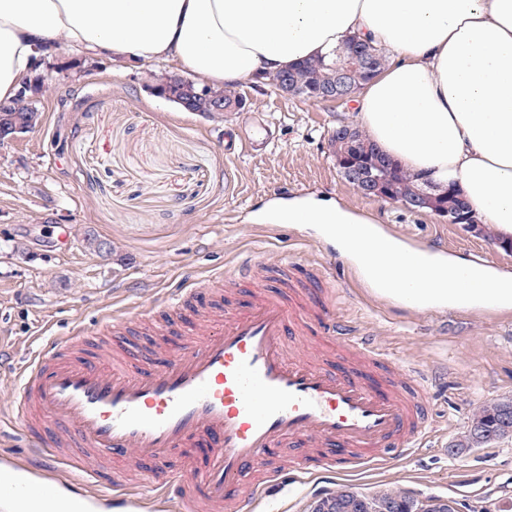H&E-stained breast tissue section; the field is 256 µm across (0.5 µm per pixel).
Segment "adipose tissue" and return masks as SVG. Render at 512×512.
Listing matches in <instances>:
<instances>
[{
    "mask_svg": "<svg viewBox=\"0 0 512 512\" xmlns=\"http://www.w3.org/2000/svg\"><path fill=\"white\" fill-rule=\"evenodd\" d=\"M353 35L391 53L354 99L367 138L512 236V0H0V101L62 45L230 89Z\"/></svg>",
    "mask_w": 512,
    "mask_h": 512,
    "instance_id": "obj_1",
    "label": "adipose tissue"
}]
</instances>
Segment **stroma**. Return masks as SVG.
Masks as SVG:
<instances>
[{"instance_id":"stroma-1","label":"stroma","mask_w":512,"mask_h":512,"mask_svg":"<svg viewBox=\"0 0 512 512\" xmlns=\"http://www.w3.org/2000/svg\"><path fill=\"white\" fill-rule=\"evenodd\" d=\"M170 63L127 69L90 65L60 49L39 62L40 125L0 145V411L18 395L17 374L73 323L97 326L106 309L131 320L180 287L183 277L233 269L250 253L324 264L327 311L366 333L397 370L427 379L431 426L412 454L367 473L256 488L258 512H310L347 489L402 490L456 499L461 512H512V433L450 452L484 404L512 398V309H417L384 298L356 275L352 258L318 230L264 224L268 203L314 194L373 217L410 247L512 274V254L431 213L362 196L346 182L328 140L354 124L348 103L303 100L247 80V102L205 119L155 96L153 74ZM264 117L272 138L257 152L234 149ZM71 242L60 247L57 225Z\"/></svg>"}]
</instances>
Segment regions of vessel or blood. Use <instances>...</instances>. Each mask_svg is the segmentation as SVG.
Instances as JSON below:
<instances>
[{"mask_svg": "<svg viewBox=\"0 0 512 512\" xmlns=\"http://www.w3.org/2000/svg\"><path fill=\"white\" fill-rule=\"evenodd\" d=\"M260 272L276 290L247 305L225 303L214 315L213 302ZM322 286L320 273L252 256L186 284L144 316L183 339L158 363L139 350L72 358V338L54 339L23 370L16 406L35 461L0 468V498L51 502L63 469L91 490L70 512L99 502L123 512H255V498L240 488L262 466L277 484L280 471L266 463L282 449L300 472L320 475L410 452L426 426L422 383L394 372L335 314L307 322L288 291L307 289L313 307ZM309 325L357 352L360 365L320 367L289 356L288 337ZM201 441L209 452L200 466H170L177 449Z\"/></svg>", "mask_w": 512, "mask_h": 512, "instance_id": "vessel-or-blood-1", "label": "vessel or blood"}]
</instances>
